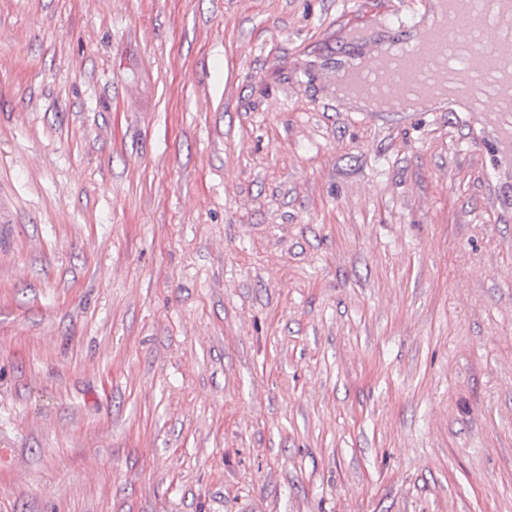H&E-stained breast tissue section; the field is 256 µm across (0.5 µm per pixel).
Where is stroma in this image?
Listing matches in <instances>:
<instances>
[{"mask_svg":"<svg viewBox=\"0 0 512 512\" xmlns=\"http://www.w3.org/2000/svg\"><path fill=\"white\" fill-rule=\"evenodd\" d=\"M417 0H0V512H512V165L336 95Z\"/></svg>","mask_w":512,"mask_h":512,"instance_id":"35a3bbf8","label":"stroma"}]
</instances>
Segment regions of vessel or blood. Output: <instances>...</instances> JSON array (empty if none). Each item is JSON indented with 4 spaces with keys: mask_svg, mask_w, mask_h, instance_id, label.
I'll list each match as a JSON object with an SVG mask.
<instances>
[{
    "mask_svg": "<svg viewBox=\"0 0 512 512\" xmlns=\"http://www.w3.org/2000/svg\"><path fill=\"white\" fill-rule=\"evenodd\" d=\"M468 5L486 13L487 37L494 40L503 61L501 69L487 72L483 55L473 42L450 41L441 43L436 55H428L426 47L430 30L425 21L406 23L411 35L390 41L369 64L348 69L344 75L346 91L353 97L380 102L382 111H407V102L419 96L448 100V90L457 85L466 86L469 111L483 109V97L494 94L498 101L496 117L499 135V153L503 162L512 163V0H467ZM421 57L423 64L415 81L406 86L401 98L389 96L397 81L404 57Z\"/></svg>",
    "mask_w": 512,
    "mask_h": 512,
    "instance_id": "b4317fda",
    "label": "vessel or blood"
}]
</instances>
